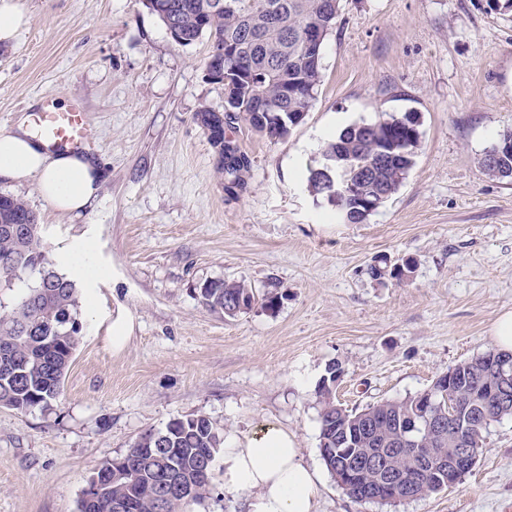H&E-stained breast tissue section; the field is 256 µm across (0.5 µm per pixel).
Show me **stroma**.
I'll use <instances>...</instances> for the list:
<instances>
[{"instance_id":"1","label":"stroma","mask_w":512,"mask_h":512,"mask_svg":"<svg viewBox=\"0 0 512 512\" xmlns=\"http://www.w3.org/2000/svg\"><path fill=\"white\" fill-rule=\"evenodd\" d=\"M21 4L28 23L0 52V130L32 100L81 101L106 180L89 217L54 211L31 181L0 191L38 214L58 271L63 247L89 237L106 276L80 294L94 312L57 402L0 408V512H77L103 461L188 414L208 416L228 446L270 427L293 434L320 475L316 512H512V417L489 426L459 484L364 504L321 459L315 396L333 361L336 397L352 409L414 395L493 350L492 325L512 311V180L488 177L480 159L512 132V11L341 0L309 112L284 139L237 130L252 165L230 196L194 119L224 107L223 85L205 75L207 40L176 44L141 0ZM408 111L422 138L403 186L366 223H340L307 187L324 143ZM408 257L403 281L369 273ZM216 279L251 285L256 304L233 319L204 306L195 288ZM247 499L219 465L187 512H246Z\"/></svg>"}]
</instances>
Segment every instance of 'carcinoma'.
I'll list each match as a JSON object with an SVG mask.
<instances>
[{
	"label": "carcinoma",
	"instance_id": "carcinoma-1",
	"mask_svg": "<svg viewBox=\"0 0 512 512\" xmlns=\"http://www.w3.org/2000/svg\"><path fill=\"white\" fill-rule=\"evenodd\" d=\"M280 3L271 14L268 5ZM218 0H154L150 12L161 21L177 18L180 46L202 38L210 42V56L220 60L216 76H224V110L208 107L195 113L206 130L216 155V168L224 174V190L243 189L251 160L233 137L224 131L222 112L232 114L235 125H245L262 135L264 130L288 136L309 112L321 85V53L309 55L304 36L317 28L328 35L336 24L340 0H223L230 7L217 8ZM233 45L235 54H223ZM421 138V121L406 114L390 115L374 122L355 123L327 142L323 163L308 175L310 192L335 207L345 224H363L389 201L404 184L415 164ZM512 133L489 148L492 156L480 161L483 173L496 179H512ZM11 224L17 234L0 232V283L12 287L21 273L32 276L21 299L11 308L0 305V407L18 412L53 406L61 394L71 364L77 336L82 330L79 291L75 281L59 273L41 248L36 213L21 197L0 193V226ZM413 260L401 264L383 261L371 266L378 278L402 280ZM202 304L234 319L256 302L253 288L240 281L211 280L197 288ZM509 366L498 385L495 421L512 416V353L489 351L454 365L451 384L462 395L458 423L468 431L467 447L482 455L486 428L472 427L478 412V394L488 379V360ZM445 378L402 400H386L362 409L338 408L336 391L323 383L315 389L319 405L320 448L336 446V432L356 420L374 423L377 434L358 442L360 448H394L400 437L399 421L418 417V402L428 394L442 398ZM421 439L434 448H455L451 436L437 438L419 425ZM223 438L209 417L190 414L168 422L159 431L142 434L127 452L102 462L90 476L78 504V512H185L187 506L207 498L212 489L213 468ZM361 453H321L330 473ZM389 470L408 473L415 465L410 455L383 457ZM441 491L434 474L423 477L412 496Z\"/></svg>",
	"mask_w": 512,
	"mask_h": 512
}]
</instances>
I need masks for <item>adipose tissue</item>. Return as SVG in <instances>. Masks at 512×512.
I'll return each instance as SVG.
<instances>
[{
  "label": "adipose tissue",
  "instance_id": "ef3b65f1",
  "mask_svg": "<svg viewBox=\"0 0 512 512\" xmlns=\"http://www.w3.org/2000/svg\"><path fill=\"white\" fill-rule=\"evenodd\" d=\"M34 181L39 195L63 213H94L105 181L98 160L86 152L49 150L30 122L0 131V180ZM70 274L92 285L104 276L94 246L83 240L64 247ZM224 482L249 492L248 512H315L319 475L304 461L294 437L278 428L225 449Z\"/></svg>",
  "mask_w": 512,
  "mask_h": 512
}]
</instances>
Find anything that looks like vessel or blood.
Returning a JSON list of instances; mask_svg holds the SVG:
<instances>
[{"mask_svg":"<svg viewBox=\"0 0 512 512\" xmlns=\"http://www.w3.org/2000/svg\"><path fill=\"white\" fill-rule=\"evenodd\" d=\"M33 123L49 149L58 152L82 150L91 139L80 104L59 111L52 108L34 113Z\"/></svg>","mask_w":512,"mask_h":512,"instance_id":"obj_1","label":"vessel or blood"}]
</instances>
